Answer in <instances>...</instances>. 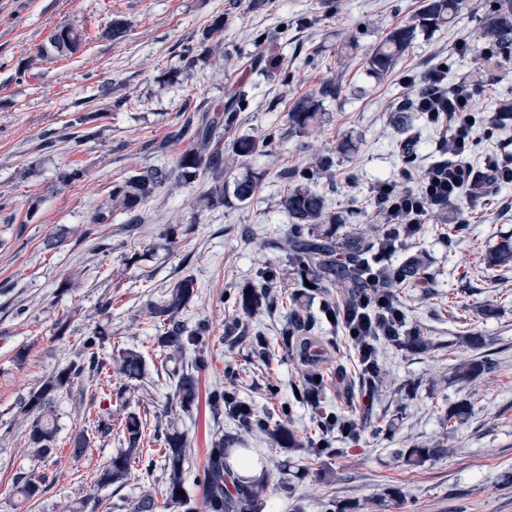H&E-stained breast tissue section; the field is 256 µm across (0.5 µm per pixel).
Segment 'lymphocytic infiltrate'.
I'll return each mask as SVG.
<instances>
[{
    "label": "lymphocytic infiltrate",
    "instance_id": "obj_1",
    "mask_svg": "<svg viewBox=\"0 0 512 512\" xmlns=\"http://www.w3.org/2000/svg\"><path fill=\"white\" fill-rule=\"evenodd\" d=\"M421 81L416 96L420 112L427 121L447 119L456 144L458 163L453 170L442 171L438 181H426L423 186L402 191L395 188L375 187L373 209L385 224L420 226L432 207L445 208L459 196L462 186H470L475 197H482L490 185L512 184V154L488 159L481 169H474L467 158L476 142L477 118L474 113L475 98L484 89L480 83H449L441 67L427 71L422 78L404 76V83Z\"/></svg>",
    "mask_w": 512,
    "mask_h": 512
}]
</instances>
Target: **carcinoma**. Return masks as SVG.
<instances>
[{"label":"carcinoma","mask_w":512,"mask_h":512,"mask_svg":"<svg viewBox=\"0 0 512 512\" xmlns=\"http://www.w3.org/2000/svg\"><path fill=\"white\" fill-rule=\"evenodd\" d=\"M459 8V0H427L418 16V23L398 27L385 37L374 49L369 61V70L375 75H386L411 46L416 29L438 28L448 24ZM85 33L72 27H60L51 36L50 44L60 54L71 55L79 51L85 42ZM475 41L488 44L512 43V11L501 10L488 14L476 31ZM339 83L330 80L321 88L318 95L299 98L288 113L292 131L302 134L317 119L323 110L324 99L336 96ZM246 93L238 91L225 102L215 105L201 114L192 113L169 133L171 142L184 144V149L176 157L173 168H149L112 185L109 192L111 201L131 215L130 223L138 224V211L154 191L170 178L179 182H193L203 173H210L217 182L205 190L198 198L199 206L208 210L224 205V165L221 141L224 129L237 120V112L243 109ZM329 168V162L321 161L309 171H293L294 184L283 199V207L291 219L292 233L285 242L289 260L298 277V288L288 291L290 285L283 284L276 290L259 286L241 290L238 308L248 317L265 310L273 311L284 305V295L291 294L293 308L288 313L282 328L283 345L297 352L299 361L306 367L302 375V399L319 416L322 431H336L349 435L354 430L353 421L342 413L323 411L326 382L323 373L315 369L321 359L320 339L310 335L311 315L302 311L299 300L305 296L310 283L313 287L336 286L342 289L341 303L337 306L327 303L323 314L331 315L333 328H344L350 321L357 327L356 335L349 337L357 362L358 378L365 396L372 399L383 382V368L380 360L379 344L384 343L399 349L425 351L429 348L423 338L406 328L405 316L400 308L398 293L415 277L412 266L385 265L378 274L380 288L365 287L369 265L366 263V249L361 240L352 237L344 243L336 242L332 235L320 230L328 218L325 197L313 190L308 182L321 178ZM256 189L251 179L235 181L234 196L241 202L249 200ZM197 294L196 282L187 276L171 288L164 300L148 310L150 317L163 323V332L156 337L157 346L165 362L180 359L188 347L200 342L206 333V325L198 323L189 326L181 320V313ZM109 336L103 326L95 327L91 335L82 343L84 366L73 362L57 369L43 380L24 400L22 413L30 417L28 425V445L36 457H46L56 451L57 425L53 415L54 399L68 389L75 378L88 370L99 374L104 365L97 354ZM226 339L234 344L249 341L252 356L260 361L269 356V343L265 337L256 334L246 335L239 322L234 321L226 329ZM204 363L198 357L190 365L175 367L167 372L174 379L172 401L183 411L191 409L199 401V377L197 369ZM485 368L481 359H473L455 370L459 380H469ZM144 372V364L139 353L127 350L122 354L119 373L125 379L115 388L116 396H121L126 381L139 379ZM207 406L214 418L228 413L237 425V433L224 434L211 441L206 452L204 480L202 484V505L204 512H265L267 508V477H247L237 472L229 460L239 452L242 444L239 432L256 430L267 434L272 442L288 450L300 448L295 431L286 423H278L268 428L249 402L240 399L236 392L212 390L207 397ZM145 427L139 417L130 414L124 423L127 447L113 455L100 471L97 482L102 486L124 484L130 474L131 456L140 452L139 445L145 438ZM189 440L177 428L165 433L163 452V502H158L156 493L147 490L127 502L126 512H157V509H173L175 512H199L196 504L185 490V459ZM450 449L442 444L433 447L397 448L395 454L411 465H420L432 458L444 456ZM45 477L19 475L15 477L17 494L25 502H34L42 495Z\"/></svg>","instance_id":"carcinoma-1"}]
</instances>
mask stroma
I'll list each match as a JSON object with an SVG mask.
<instances>
[{"instance_id": "obj_1", "label": "stroma", "mask_w": 512, "mask_h": 512, "mask_svg": "<svg viewBox=\"0 0 512 512\" xmlns=\"http://www.w3.org/2000/svg\"><path fill=\"white\" fill-rule=\"evenodd\" d=\"M495 3L512 0H462L454 23L417 30L393 72L378 78L368 70L369 56L393 28L415 23L424 0H0V512H67L83 502L94 512H124L126 499L158 490L172 424L190 441L185 489L200 498L209 442L235 427L214 421L203 403L165 417L173 382L160 372L162 325L147 316L186 275L197 294L182 316L208 325L200 351L185 354L189 362L204 355L202 391L235 386L264 420H289L308 443L314 414L297 394L298 358L281 342L286 310L245 319L266 336L267 363L253 361L247 342L224 338L225 326L242 317L236 296L257 284L259 272H273L280 282L293 278L282 247L291 232L282 205L287 184L278 173L331 158L330 172L315 185L336 219L332 232L340 240H375L381 223L371 207L374 185L422 184L450 136L447 124L401 107L416 92L402 75H423L443 60L449 82L487 84L477 108L489 122L477 130L470 163L478 168L486 157L512 152V120L493 118L496 100L512 99V46L489 61L469 38ZM218 18L222 55L186 68V49L198 46ZM114 19L128 27L123 40L103 35ZM58 26L85 30L79 53L50 51ZM256 57L260 75L250 68ZM331 78L340 82L339 95L325 100L307 133L289 132L293 101ZM236 88L248 101L225 142L256 137L268 144L247 157L225 151L223 207L197 208L207 177L172 180L155 190L130 230L127 214L109 198L112 185L148 167L171 166L182 146L166 136L184 109L210 108ZM83 113L91 114L96 137L75 152L70 123ZM408 138L416 152L410 162L403 152ZM74 167L84 170L83 181L62 184L60 172ZM244 178L257 189L242 203L232 186ZM99 210L108 218L96 224ZM171 227L176 236H168ZM507 241L512 185L489 188L477 207L464 193L448 208L429 210L392 262H423L399 299L408 329L431 349L381 346L385 379L370 401L360 392L350 342L341 337L325 345V406L350 416L357 433L334 438L339 455L322 459L288 453L258 432L245 435L269 477L267 512H330L335 502L378 512L377 501L391 488L401 496L390 512H512V262L496 260ZM104 322L112 337L101 353L102 375H82L59 394L56 450L32 456L24 399L77 361L83 340ZM469 335L484 337V346L470 347ZM128 349L141 354L144 376L119 400L102 384L117 375ZM21 350L27 357L20 363ZM477 357L485 370L455 379L456 367ZM459 405L466 413L457 418ZM131 413L145 422L150 444L132 459L123 487L99 485L103 465L126 446L122 428ZM98 418L111 424L109 434L94 431ZM78 432L91 443L76 458L69 440ZM438 442L449 454L419 466L394 455ZM326 467L332 478H321ZM21 473L45 478L41 497L28 507L15 494Z\"/></svg>"}]
</instances>
